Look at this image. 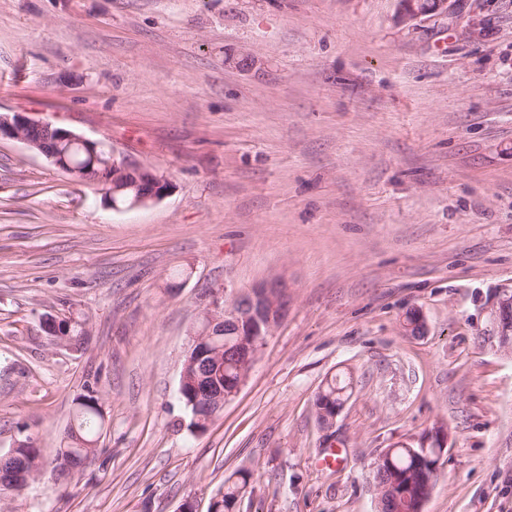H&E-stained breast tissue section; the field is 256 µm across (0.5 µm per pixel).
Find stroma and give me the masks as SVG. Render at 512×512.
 <instances>
[{"label":"stroma","mask_w":512,"mask_h":512,"mask_svg":"<svg viewBox=\"0 0 512 512\" xmlns=\"http://www.w3.org/2000/svg\"><path fill=\"white\" fill-rule=\"evenodd\" d=\"M102 143L167 195L112 208L0 141V512H379L372 468L448 432L423 512H512V0H0V113ZM278 278L288 311L205 432L178 384L214 297ZM419 311L423 335L405 328ZM85 322L81 347L42 320ZM347 373L323 429L314 400ZM97 450L56 468L77 399ZM342 449L333 468L318 461ZM449 0H399L400 13L407 20L448 11ZM497 324V340L500 348L512 350V289H500L496 295L493 311ZM18 447L12 449V457L7 460V471L15 473L26 472L29 473L32 467H38V450L32 444L30 439L25 438ZM251 474L246 470H238L224 480V486L211 499L209 512H236L238 503L247 492Z\"/></svg>","instance_id":"stroma-1"}]
</instances>
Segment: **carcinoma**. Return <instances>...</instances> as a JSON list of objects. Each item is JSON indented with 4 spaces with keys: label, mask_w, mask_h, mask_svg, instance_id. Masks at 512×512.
<instances>
[{
    "label": "carcinoma",
    "mask_w": 512,
    "mask_h": 512,
    "mask_svg": "<svg viewBox=\"0 0 512 512\" xmlns=\"http://www.w3.org/2000/svg\"><path fill=\"white\" fill-rule=\"evenodd\" d=\"M60 332L63 340L75 346L84 340L83 324L79 321L61 322ZM351 382L345 378L333 377L327 381L323 393L336 402H345L349 397ZM179 399L188 412V427L192 431L201 429L196 422L199 414L195 399V388L186 384L178 387ZM102 426V413L97 406V398L93 392L76 400L74 423L67 429L58 449L59 468L61 473L71 472L79 467L88 456V445L97 439ZM441 448L432 443L427 448H390L384 462L387 479L392 481L394 490L403 494L404 507L408 512L415 509L419 499L426 493V482H435L438 476L433 469L435 458ZM38 450L30 439L25 438L16 448L12 449V457L7 460V470L15 473L30 472L38 466ZM251 474L246 470H238L224 480V486L213 497L209 512H236L238 503L247 492Z\"/></svg>",
    "instance_id": "carcinoma-1"
}]
</instances>
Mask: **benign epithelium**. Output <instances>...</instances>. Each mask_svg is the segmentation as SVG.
Listing matches in <instances>:
<instances>
[{
    "mask_svg": "<svg viewBox=\"0 0 512 512\" xmlns=\"http://www.w3.org/2000/svg\"><path fill=\"white\" fill-rule=\"evenodd\" d=\"M449 0H399L400 13L407 20L448 11ZM11 138L48 159L55 167L67 172L72 180L106 186L109 204L118 207L122 197L126 206H145L161 200L168 192L169 182L155 170L137 166L105 152L97 142L72 131L34 120L19 112L13 116L0 114V139ZM78 148L90 158L86 166H75L69 153ZM286 284L271 279L238 294L229 305L215 300L204 313L201 327L193 334L192 343L180 380L186 381L189 368H197L195 379L202 380L220 368H231L237 378L226 386L215 385L199 394L202 404L211 408L201 423L209 425L223 409L224 403L240 390L254 361L259 344L287 311ZM500 348L512 350V289L502 288L496 295L493 311ZM216 336H231L235 342L224 349H213L209 341Z\"/></svg>",
    "mask_w": 512,
    "mask_h": 512,
    "instance_id": "7a95c632",
    "label": "benign epithelium"
}]
</instances>
